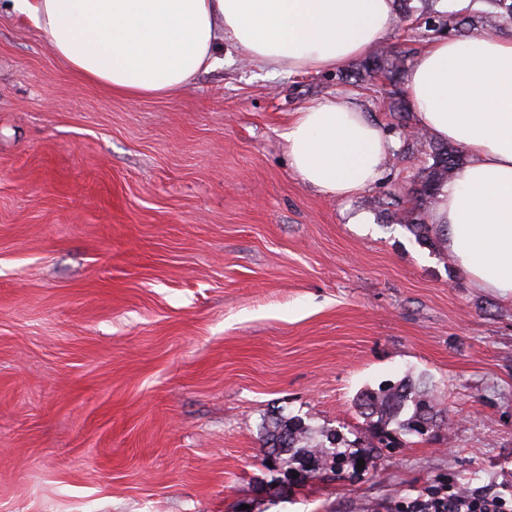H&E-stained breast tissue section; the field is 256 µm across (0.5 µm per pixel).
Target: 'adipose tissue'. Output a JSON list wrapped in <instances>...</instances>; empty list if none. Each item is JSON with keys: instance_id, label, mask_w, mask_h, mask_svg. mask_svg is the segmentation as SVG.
<instances>
[{"instance_id": "1", "label": "adipose tissue", "mask_w": 512, "mask_h": 512, "mask_svg": "<svg viewBox=\"0 0 512 512\" xmlns=\"http://www.w3.org/2000/svg\"><path fill=\"white\" fill-rule=\"evenodd\" d=\"M71 70L138 100L175 93L232 45L275 72L363 56L394 24V0H12ZM415 124L466 146L428 221L478 288L512 301V36L429 42L406 76ZM281 137L299 180L332 199L375 184L395 147L350 101L316 99Z\"/></svg>"}]
</instances>
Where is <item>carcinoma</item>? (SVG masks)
Listing matches in <instances>:
<instances>
[{"instance_id":"cac0c4a2","label":"carcinoma","mask_w":512,"mask_h":512,"mask_svg":"<svg viewBox=\"0 0 512 512\" xmlns=\"http://www.w3.org/2000/svg\"><path fill=\"white\" fill-rule=\"evenodd\" d=\"M479 2L482 8L467 15L464 10L455 8V0H448L446 6L438 4L433 10L436 18L428 24V31L435 35L446 32L450 36H464L471 30L492 32L512 28V0ZM408 56V50L383 49L369 57L362 68L370 77L381 74L391 82L402 71ZM379 93L382 101L390 105L397 125L403 128L406 150H412L417 144H428L409 206L403 207L404 227L435 247L438 239L433 225L427 223L428 209L443 183L466 164L467 155L462 147L451 142H429L425 134H413L410 103L398 98L397 90L385 83L381 84ZM357 407L370 427V438L362 448L351 451L339 433L317 429L301 418L280 414L263 427L265 455L261 465L290 479L295 475L302 479L314 478L323 472L336 475L346 464L357 467L359 459L365 461L363 468H374L384 451L401 445L403 438L428 436L437 423L447 421V415L436 409L432 396L409 380L363 392ZM271 455L274 461L269 465Z\"/></svg>"}]
</instances>
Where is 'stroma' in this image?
I'll return each instance as SVG.
<instances>
[{"instance_id":"stroma-1","label":"stroma","mask_w":512,"mask_h":512,"mask_svg":"<svg viewBox=\"0 0 512 512\" xmlns=\"http://www.w3.org/2000/svg\"><path fill=\"white\" fill-rule=\"evenodd\" d=\"M224 48L130 101L59 61L0 0V512H386L428 489L512 498V303L403 225L419 154L345 200L304 186L280 133L374 86ZM372 222L357 231L350 214ZM410 379L448 421L331 479L262 484L284 414L370 432L367 389Z\"/></svg>"}]
</instances>
